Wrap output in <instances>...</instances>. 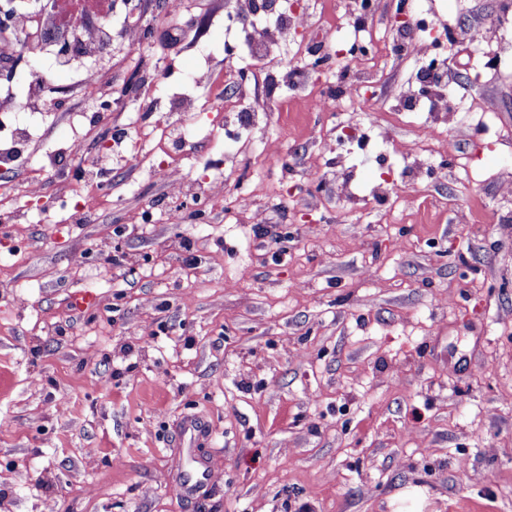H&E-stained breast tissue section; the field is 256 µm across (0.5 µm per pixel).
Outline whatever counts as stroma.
<instances>
[{
  "label": "stroma",
  "mask_w": 512,
  "mask_h": 512,
  "mask_svg": "<svg viewBox=\"0 0 512 512\" xmlns=\"http://www.w3.org/2000/svg\"><path fill=\"white\" fill-rule=\"evenodd\" d=\"M448 47L453 96L494 101L490 132L457 124L441 177L413 185L408 148L425 135L414 112L390 113L421 63L394 52L389 12L370 23L376 57L327 112L312 90L335 69L327 23L356 24L352 0H298L308 27L284 51L301 73L265 123L224 138V79L264 75L242 46L246 22L224 29L230 0H191L169 15L157 0H114L112 77L96 95L54 57L35 70L65 99L27 117L31 143L0 180V512H512V234L499 175L512 163V59L469 60L465 30L498 0H428ZM155 31L127 56L129 17ZM385 122L381 154L344 166L343 128L365 127L356 94ZM194 111L185 139L161 136L173 97ZM98 113L95 125L85 115ZM90 218L70 204L92 177L68 144L122 152ZM283 161L263 164V147ZM474 159L464 170L457 157ZM190 183L223 177L203 224L173 225L163 168ZM409 200L371 193L380 170ZM354 174L357 199L320 184ZM40 183L39 202L22 191ZM95 295L77 310L76 291ZM209 427L199 449L220 478L204 499L177 487L182 417Z\"/></svg>",
  "instance_id": "obj_1"
}]
</instances>
